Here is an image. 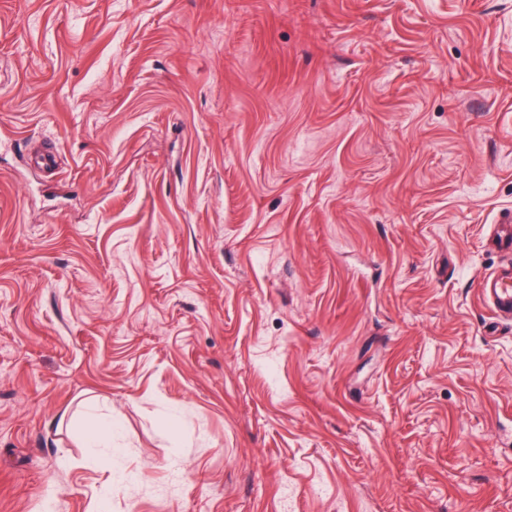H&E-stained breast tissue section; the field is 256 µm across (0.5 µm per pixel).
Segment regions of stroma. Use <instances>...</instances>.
<instances>
[{"instance_id": "1", "label": "stroma", "mask_w": 512, "mask_h": 512, "mask_svg": "<svg viewBox=\"0 0 512 512\" xmlns=\"http://www.w3.org/2000/svg\"><path fill=\"white\" fill-rule=\"evenodd\" d=\"M510 211L512 0H0V512H512ZM489 238L490 246L508 259V268L501 274L494 270L480 282L484 302L492 309L495 317L504 322L512 321V213H506L501 224H494Z\"/></svg>"}]
</instances>
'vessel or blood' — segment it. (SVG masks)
<instances>
[{"label": "vessel or blood", "mask_w": 512, "mask_h": 512, "mask_svg": "<svg viewBox=\"0 0 512 512\" xmlns=\"http://www.w3.org/2000/svg\"><path fill=\"white\" fill-rule=\"evenodd\" d=\"M490 246L509 261L502 273L485 275L480 282L484 302L498 320L512 321V213H506L501 224L495 225Z\"/></svg>", "instance_id": "vessel-or-blood-1"}]
</instances>
